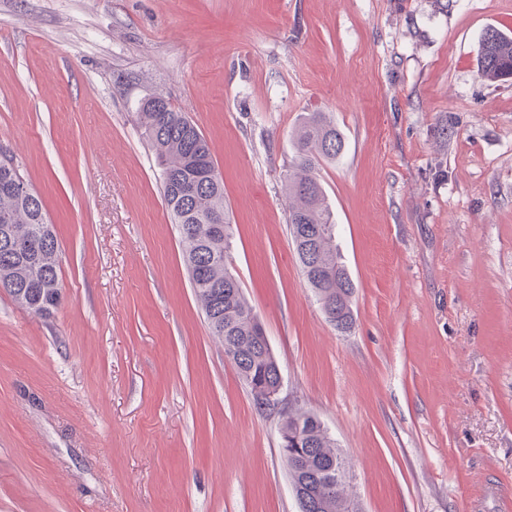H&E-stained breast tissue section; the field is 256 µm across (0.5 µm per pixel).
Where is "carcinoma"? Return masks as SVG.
<instances>
[{
  "label": "carcinoma",
  "instance_id": "obj_1",
  "mask_svg": "<svg viewBox=\"0 0 512 512\" xmlns=\"http://www.w3.org/2000/svg\"><path fill=\"white\" fill-rule=\"evenodd\" d=\"M482 77H512V36L496 28L485 30L480 48ZM137 123L155 148L164 201L173 223L179 226L184 257L197 300L212 334L224 342V353L235 365L251 393L274 384L276 358L249 339L257 315L243 296L231 270L232 232L224 204V183L216 170L210 145L185 113L157 96L142 99L136 108ZM295 158L285 176L290 203L288 224L299 261L301 246L310 245L325 276L308 281L322 309L336 330L346 332L355 322L354 284L336 251L337 224L326 201L316 169L319 162L334 161L344 149V137L322 112L304 117L293 141ZM21 188L0 193V288L33 313L48 317L59 304L58 241L40 195L24 182L19 168L0 161V184L13 180ZM221 224L220 239L211 237V226ZM288 426L301 425L303 469L288 463L291 483L309 486L327 504L326 512H358L344 492V481L327 485L321 471L332 463L346 468L336 441L311 422L310 414L288 410Z\"/></svg>",
  "mask_w": 512,
  "mask_h": 512
}]
</instances>
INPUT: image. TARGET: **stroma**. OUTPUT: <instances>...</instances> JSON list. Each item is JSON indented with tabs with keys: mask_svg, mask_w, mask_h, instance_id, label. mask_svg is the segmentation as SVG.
Wrapping results in <instances>:
<instances>
[{
	"mask_svg": "<svg viewBox=\"0 0 512 512\" xmlns=\"http://www.w3.org/2000/svg\"><path fill=\"white\" fill-rule=\"evenodd\" d=\"M512 0H0V151L41 196L62 294L0 289V512H300L193 291L155 152L162 96L209 141L232 265L360 512L512 498V79L478 71ZM355 284L336 330L289 233L305 114Z\"/></svg>",
	"mask_w": 512,
	"mask_h": 512,
	"instance_id": "35a3bbf8",
	"label": "stroma"
}]
</instances>
